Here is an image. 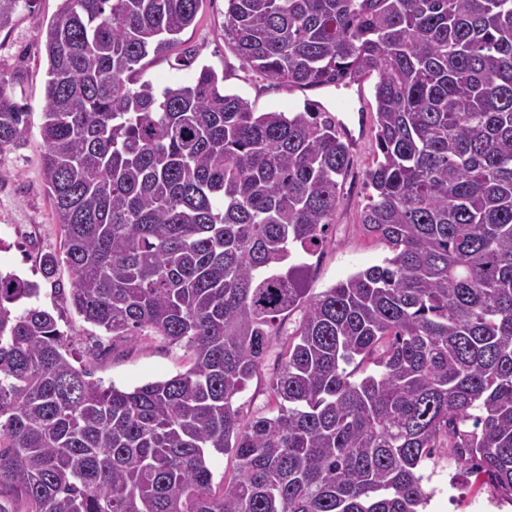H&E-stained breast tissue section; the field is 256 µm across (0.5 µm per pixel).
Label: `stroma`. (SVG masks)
Returning a JSON list of instances; mask_svg holds the SVG:
<instances>
[{"label": "stroma", "instance_id": "1", "mask_svg": "<svg viewBox=\"0 0 512 512\" xmlns=\"http://www.w3.org/2000/svg\"><path fill=\"white\" fill-rule=\"evenodd\" d=\"M59 7L60 0H36L33 11L18 12L11 26L0 30V71L18 74L16 98L29 107L24 140L15 150L0 155V271L37 282L38 303L57 319L75 360L90 363L94 379L103 384L130 390L188 369V350L155 339L131 344L112 342L72 309L71 279L66 267H59L55 277L49 280L43 278L40 269L42 256L60 252L64 239L50 204L41 165L44 151L41 104L47 68L44 26ZM225 7V0H203L199 22L183 32V40L199 49L194 66L179 69L175 66L174 53H151L142 61L144 79L160 89L175 88L190 83L197 67L206 65L223 74L227 92L245 99L256 112H298L309 99L321 101L332 112L337 97L349 95L346 87L303 91L270 87L255 78L224 42ZM375 153V140L370 136L353 153L328 243L320 255L310 259L309 286L313 293L380 263L390 254L383 242L366 236L360 226V213L368 193L366 173ZM449 456L448 449H438L419 468L425 490L432 493L425 512H477L481 505L486 512H512V504L500 506L501 495L486 475L449 466Z\"/></svg>", "mask_w": 512, "mask_h": 512}]
</instances>
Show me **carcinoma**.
Instances as JSON below:
<instances>
[{
	"mask_svg": "<svg viewBox=\"0 0 512 512\" xmlns=\"http://www.w3.org/2000/svg\"><path fill=\"white\" fill-rule=\"evenodd\" d=\"M32 2L0 0V30ZM225 2L224 42L263 82L376 76L360 222L391 255L307 288L352 162L335 118L253 112L207 66L161 93L139 78L151 51L195 62L201 0H61L42 135L64 243L42 275L65 264L85 322L191 366L93 381L39 285L0 272V512H420L438 448L512 501V0ZM14 83L0 155L27 130ZM275 355V351L270 353L260 373L253 378L237 398L236 405L242 407L246 421L267 413V382L273 372ZM209 463L216 483L230 477L236 469V460L232 454L212 452Z\"/></svg>",
	"mask_w": 512,
	"mask_h": 512,
	"instance_id": "1",
	"label": "carcinoma"
}]
</instances>
